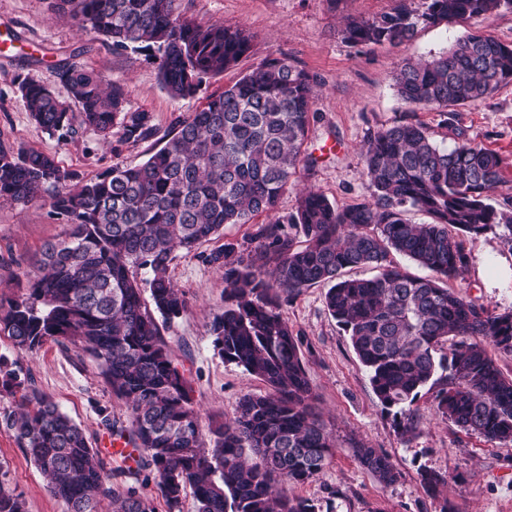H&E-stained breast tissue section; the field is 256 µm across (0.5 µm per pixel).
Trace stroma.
<instances>
[{
  "label": "stroma",
  "instance_id": "stroma-1",
  "mask_svg": "<svg viewBox=\"0 0 512 512\" xmlns=\"http://www.w3.org/2000/svg\"><path fill=\"white\" fill-rule=\"evenodd\" d=\"M53 0H0V137L14 147L35 149L59 166L88 180L113 165H137L164 144L179 118L204 107L247 70L266 57L288 56L316 81L304 145V162L294 184L280 196L273 214L251 224H228L222 236L192 252L176 251L173 283L187 309L160 331L173 360L190 388L204 439L220 423L231 422L240 399L265 392V384L243 368L225 362L213 347L211 322L224 308V272L206 263L212 250L234 245L247 254L256 225L272 216L293 214L302 191L324 194L338 208L368 199L361 146L379 129L402 122L424 123L432 137L453 147L454 129L496 150L505 159L504 183L491 198L512 199V81L484 99L453 112L419 110L399 96L395 75L406 60L428 59L448 52L471 29L481 28L501 43L512 44V11L487 19L419 29L397 48L352 47L341 39L346 18L371 17L388 11L393 0H178L180 12L202 24L246 28L253 51L237 68L206 79L194 98L172 99L163 88L157 65L147 51H114L102 36L78 29L69 17L54 14ZM79 63L105 81L124 86L131 108L150 112L157 130L137 143L104 140L90 130L59 140L30 118L17 92V75L32 77L66 96L53 71L55 63ZM66 219L53 215L50 193L27 205L0 200V296L18 297L36 273L46 242L65 238ZM468 264L454 280L466 299L494 312L512 310V236L503 229L466 237ZM326 285L316 284L283 301L281 312L293 330L316 397V406L336 439V453L313 481L293 488L309 499L315 512H512V442L491 441L467 432L439 415L433 388L422 390L413 406L419 431L410 441L398 435L393 417L381 407L365 368L348 336L325 307ZM0 368L15 371L19 381L51 398L85 431L91 447H99L105 420L128 424L130 412L113 396L97 361L68 343H46L33 354L18 353L0 336ZM365 445L387 454L399 476L389 485L355 457ZM0 465L12 489L21 494L26 512H67L53 496L20 448L11 430L0 425ZM434 470L448 479L443 496L425 489L420 473Z\"/></svg>",
  "mask_w": 512,
  "mask_h": 512
}]
</instances>
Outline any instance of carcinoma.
<instances>
[{
    "label": "carcinoma",
    "mask_w": 512,
    "mask_h": 512,
    "mask_svg": "<svg viewBox=\"0 0 512 512\" xmlns=\"http://www.w3.org/2000/svg\"><path fill=\"white\" fill-rule=\"evenodd\" d=\"M501 9L512 11V0H420L416 8L395 0L377 16L348 19L342 39L352 47H399L421 28ZM54 10L105 37L115 51L154 52L175 99L194 97L206 79L252 51L245 29L198 24L178 12L177 0H55ZM55 69L66 100L17 77L23 105L43 130L73 138L76 107L80 126L105 140L153 136L150 113L128 107L123 85L107 84L75 62ZM509 80L512 45L476 28L445 54L405 61L396 87L414 107L446 112ZM312 106L311 76L286 56L266 58L179 120L143 164L113 165L76 187L54 157L0 140V198L26 205L50 189L53 213L74 225L69 237L44 244L40 273L26 293L0 300V335L25 354L49 341L89 352L112 393L131 409L130 425L107 423L138 451L136 466L121 470L114 483L80 425L0 369L1 387L22 388L17 410L3 422L68 512H95L102 497L112 498L113 512H156L146 492L151 481L168 512H178L188 492L195 512H315L287 489L315 479L335 442L280 306L282 296L320 283L329 285L326 309L348 335L403 440L416 435L412 406L431 383L439 385L435 402L443 417L490 440L512 441V377L484 345L487 340L512 356V310L492 312L448 286L467 266L464 236L500 226L512 236V210L491 198L503 183L505 161L459 129L455 145L445 148L423 123L406 122L375 132L362 148L368 199L339 209L308 191L294 214L258 226L247 258H233L226 247L205 256L224 269L226 284L224 310L212 322L214 348L268 387L244 396L235 419L211 430L205 446L187 382L155 318L186 311L169 277L174 251L190 252L220 236L226 224H247L275 210L297 176ZM412 209L429 222H411ZM395 255L428 275L398 266ZM354 268L376 274L346 276ZM356 456L380 483L397 480L386 454L362 446ZM6 476L0 465V512H24ZM421 480L433 495L445 486L435 471H422Z\"/></svg>",
    "instance_id": "obj_1"
}]
</instances>
